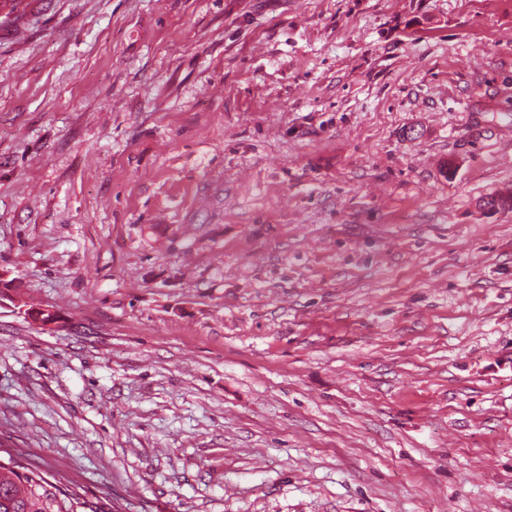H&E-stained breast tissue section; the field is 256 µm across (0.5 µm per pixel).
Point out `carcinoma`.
<instances>
[{"mask_svg":"<svg viewBox=\"0 0 512 512\" xmlns=\"http://www.w3.org/2000/svg\"><path fill=\"white\" fill-rule=\"evenodd\" d=\"M98 512L75 492H67L14 458L0 461V512Z\"/></svg>","mask_w":512,"mask_h":512,"instance_id":"cac0c4a2","label":"carcinoma"}]
</instances>
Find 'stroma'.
Masks as SVG:
<instances>
[{
  "mask_svg": "<svg viewBox=\"0 0 512 512\" xmlns=\"http://www.w3.org/2000/svg\"><path fill=\"white\" fill-rule=\"evenodd\" d=\"M452 173H445V163ZM512 0H0V444L104 512H512Z\"/></svg>",
  "mask_w": 512,
  "mask_h": 512,
  "instance_id": "35a3bbf8",
  "label": "stroma"
}]
</instances>
